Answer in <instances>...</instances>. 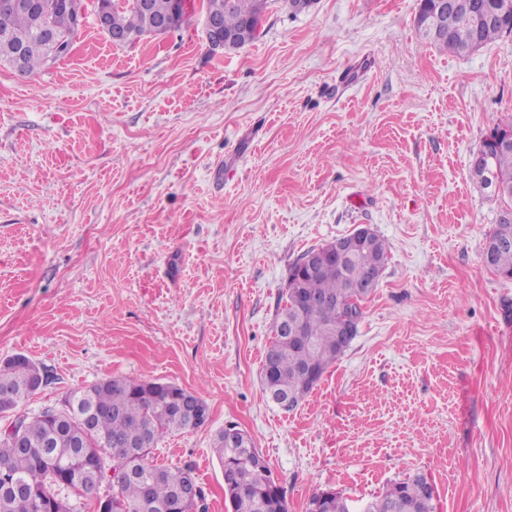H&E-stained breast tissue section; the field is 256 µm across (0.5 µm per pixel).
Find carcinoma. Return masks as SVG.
Here are the masks:
<instances>
[{"label":"carcinoma","instance_id":"1","mask_svg":"<svg viewBox=\"0 0 512 512\" xmlns=\"http://www.w3.org/2000/svg\"><path fill=\"white\" fill-rule=\"evenodd\" d=\"M27 5L0 6V51L5 38L20 42L26 74L48 65L50 48L39 35L43 21L52 20L61 34L72 41L80 25L69 8L83 0H26ZM108 8L112 30L132 36L144 33L148 20L134 0H99ZM208 11L218 15L224 33L247 32L234 51L258 37L269 0H204ZM493 3L505 12V23L475 26L455 24L436 38H427L438 48L456 54L472 53L484 45L512 34V0H471L472 8ZM492 165L500 180L512 188V148L493 153ZM489 239L499 243L492 270L512 274V222H496ZM388 251L376 238L371 248L340 266L327 261L313 272L295 262L288 273V296L276 315L274 339L262 370L269 394L292 396L298 406L319 384L329 366L343 351L336 341L337 325L347 305L338 300L370 296L367 279L384 268ZM297 321L307 343L282 333L284 319ZM41 367L29 357L17 354L0 365V414L16 410L46 383ZM177 398H188L197 413L180 410L150 378H103L70 392L62 408L48 407L24 416V448L0 431V512H83L85 501L93 502L101 487L111 496L112 512H206L196 504L178 502L176 493L193 472L184 467L159 466L148 459L142 441L153 444L174 432L195 429L207 421V404L196 393L173 386ZM214 450L224 470L225 496L232 512H288L283 491L272 471L255 448L227 446L219 431ZM424 476L415 474L395 481L379 496L364 504V512H435L432 499L424 496ZM350 499L340 492L323 490L310 501V512H350Z\"/></svg>","mask_w":512,"mask_h":512}]
</instances>
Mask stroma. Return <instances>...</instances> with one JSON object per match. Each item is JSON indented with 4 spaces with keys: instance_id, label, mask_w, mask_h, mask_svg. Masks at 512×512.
<instances>
[{
    "instance_id": "1",
    "label": "stroma",
    "mask_w": 512,
    "mask_h": 512,
    "mask_svg": "<svg viewBox=\"0 0 512 512\" xmlns=\"http://www.w3.org/2000/svg\"><path fill=\"white\" fill-rule=\"evenodd\" d=\"M94 2L69 55L0 64V362L49 376L24 412L107 376L197 392L208 422L151 459L193 466L207 512H231L213 450L228 423L288 512L417 473L436 512H512V278L483 263L498 204L472 177L512 123V40L439 50L420 0H272L230 54L195 10L119 46ZM361 225L388 246L378 286L283 411L261 373L288 271Z\"/></svg>"
}]
</instances>
